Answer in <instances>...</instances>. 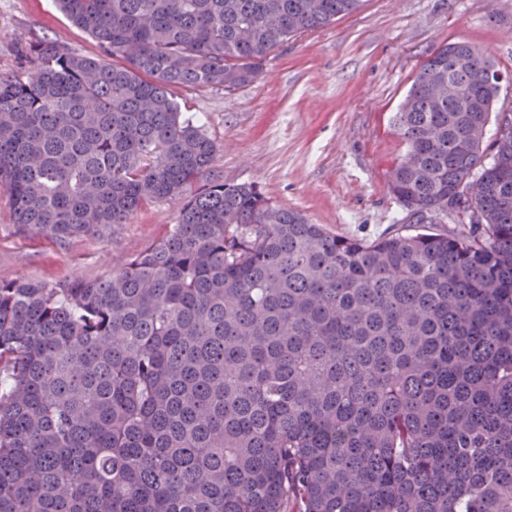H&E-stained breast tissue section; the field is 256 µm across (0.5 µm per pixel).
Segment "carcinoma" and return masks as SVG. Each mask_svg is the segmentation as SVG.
Masks as SVG:
<instances>
[{"instance_id": "1", "label": "carcinoma", "mask_w": 512, "mask_h": 512, "mask_svg": "<svg viewBox=\"0 0 512 512\" xmlns=\"http://www.w3.org/2000/svg\"><path fill=\"white\" fill-rule=\"evenodd\" d=\"M106 55L0 76V189L57 245L180 199L87 282L0 281V512H512V118L474 47L393 121L409 223L368 242L254 184L169 93L231 91L364 0H56ZM454 83L461 95L433 93ZM194 181L203 182L185 195Z\"/></svg>"}]
</instances>
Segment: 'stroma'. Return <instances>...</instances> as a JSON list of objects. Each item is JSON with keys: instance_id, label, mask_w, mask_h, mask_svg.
<instances>
[{"instance_id": "obj_1", "label": "stroma", "mask_w": 512, "mask_h": 512, "mask_svg": "<svg viewBox=\"0 0 512 512\" xmlns=\"http://www.w3.org/2000/svg\"><path fill=\"white\" fill-rule=\"evenodd\" d=\"M42 38L102 56L54 0H0V76L31 73ZM466 42L512 74V0H365L357 13L294 37L256 79L230 92L175 87L216 142L213 170L257 185L273 203L330 232L374 240L405 212L389 191L406 145L391 116L439 46ZM175 200L143 205L124 224L65 246L16 233L0 190V281H88L120 269L176 223Z\"/></svg>"}]
</instances>
